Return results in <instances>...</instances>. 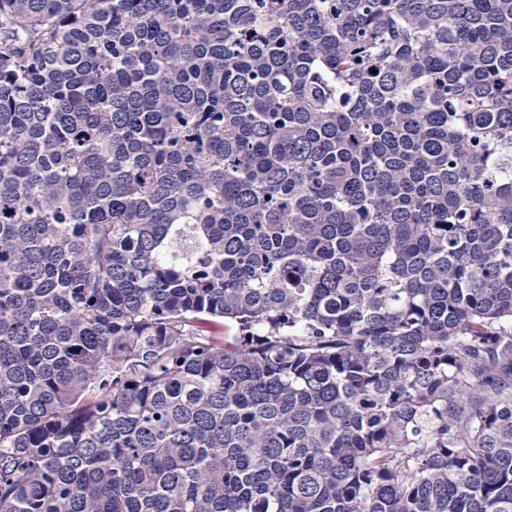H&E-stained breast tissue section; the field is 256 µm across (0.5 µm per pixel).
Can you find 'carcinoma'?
Listing matches in <instances>:
<instances>
[{
	"label": "carcinoma",
	"mask_w": 512,
	"mask_h": 512,
	"mask_svg": "<svg viewBox=\"0 0 512 512\" xmlns=\"http://www.w3.org/2000/svg\"><path fill=\"white\" fill-rule=\"evenodd\" d=\"M0 512H512V0H0Z\"/></svg>",
	"instance_id": "1"
}]
</instances>
